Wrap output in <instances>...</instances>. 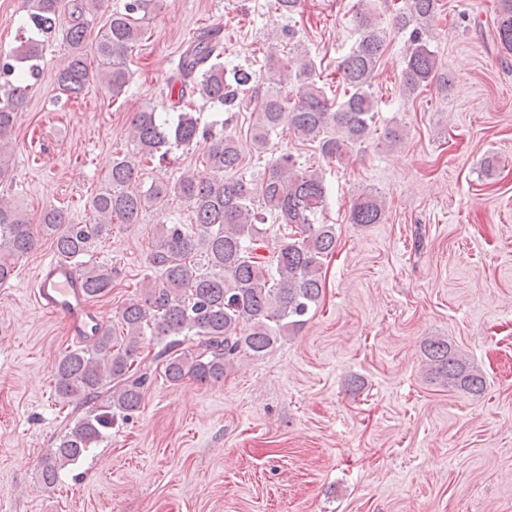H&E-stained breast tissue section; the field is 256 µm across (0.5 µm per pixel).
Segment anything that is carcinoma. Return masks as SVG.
<instances>
[{"mask_svg": "<svg viewBox=\"0 0 512 512\" xmlns=\"http://www.w3.org/2000/svg\"><path fill=\"white\" fill-rule=\"evenodd\" d=\"M104 2L28 0L26 24L35 36L0 51L4 80L0 86V181L9 176L7 148L30 80L39 75L44 39L55 31L63 8H70L71 60L57 81L63 91L79 96L90 76L84 17L101 9ZM403 3L393 9V20L395 27L409 31L404 90L413 94L435 80L448 86L451 76L439 72L435 53L429 49V23L439 0ZM154 5L155 0H128L123 10L110 13L106 27L95 36L97 75L114 96L128 83L129 53L145 36L143 20ZM356 20L360 37L338 67L343 86L338 104L313 79L315 65L308 56L293 59L267 52V69L277 73L293 66L300 85L295 102L276 88L258 98L252 136L255 150L265 149L270 134L287 128L304 141L318 143L324 158L339 160L370 137L376 108L372 79L387 48L386 32L368 8L358 10ZM494 27L498 46L512 54V0H499ZM223 58L221 28L193 37L177 65V103L197 94L207 103L235 105L239 93L250 89L253 74L240 69L227 79ZM208 135L193 111L184 107L173 115L143 108L130 123L139 159L164 158L174 148L193 147L207 139L203 159L214 177L203 182L186 172L173 185L161 181L138 191L134 184L139 164L119 156L89 201L93 223L73 224L67 211L58 207L47 208L40 216L41 234L52 239L60 258L78 268L89 300L106 297L116 287L112 267L87 266L83 261L111 233L112 224L139 223L152 200L169 195L187 203L195 218L189 227L164 224L156 232L148 255L149 273L137 296L123 304L120 329L104 327L91 345L67 350L58 359L53 376L57 400L87 410L42 461L39 475L46 485L58 482L59 471L82 459L115 421L141 408L153 370H162L172 384L187 377L206 385L220 382L238 361L259 359L298 333L318 306L325 288L324 259L336 248L335 226L317 223L327 202L322 176L301 169L292 154L284 153L261 182L247 180L235 175L241 163L237 141L228 135L210 140ZM383 215L379 197L361 192L350 221L379 224ZM270 216L286 232L264 255ZM35 246L31 222L18 207L0 198V285L10 280L16 261ZM146 335L155 338L158 346L149 360L141 356ZM424 357L430 379L466 393L482 392V374L447 340L428 339Z\"/></svg>", "mask_w": 512, "mask_h": 512, "instance_id": "carcinoma-1", "label": "carcinoma"}]
</instances>
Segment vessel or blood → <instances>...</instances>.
Segmentation results:
<instances>
[{
    "label": "vessel or blood",
    "mask_w": 512,
    "mask_h": 512,
    "mask_svg": "<svg viewBox=\"0 0 512 512\" xmlns=\"http://www.w3.org/2000/svg\"><path fill=\"white\" fill-rule=\"evenodd\" d=\"M35 300L41 311L66 323L76 335H93L101 327L81 288V277L71 264L57 260L46 264L39 277Z\"/></svg>",
    "instance_id": "1"
}]
</instances>
